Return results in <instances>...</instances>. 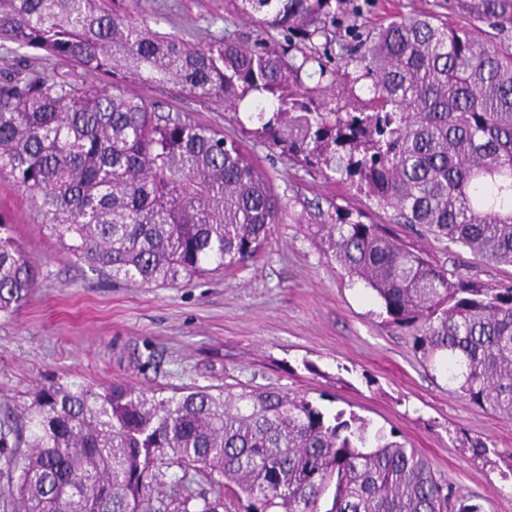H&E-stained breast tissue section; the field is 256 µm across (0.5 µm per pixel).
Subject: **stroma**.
Listing matches in <instances>:
<instances>
[{"mask_svg": "<svg viewBox=\"0 0 512 512\" xmlns=\"http://www.w3.org/2000/svg\"><path fill=\"white\" fill-rule=\"evenodd\" d=\"M162 32L202 42H283L233 14L224 0H111ZM48 74L102 81L67 61L0 50V71L19 64ZM162 112L221 130L267 173L286 209L266 248L227 273L188 285H143L92 271L48 237L41 216L8 173L0 174V211L11 235L38 264V282L13 314L0 316V427L20 428L25 408L49 386L124 383L169 396L196 386L246 387L307 395L320 408L355 413L371 431L394 434L482 512H512V420L452 393L441 371L384 324L362 285L342 278L322 255L313 226L337 204L379 223L377 209L347 184L273 149L245 113L163 84L138 87ZM406 239L438 263L483 282L512 281V266L489 265L448 241L404 227ZM486 443L476 454L466 438Z\"/></svg>", "mask_w": 512, "mask_h": 512, "instance_id": "obj_1", "label": "stroma"}]
</instances>
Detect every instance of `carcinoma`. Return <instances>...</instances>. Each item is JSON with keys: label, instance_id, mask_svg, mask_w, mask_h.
Returning <instances> with one entry per match:
<instances>
[{"label": "carcinoma", "instance_id": "carcinoma-1", "mask_svg": "<svg viewBox=\"0 0 512 512\" xmlns=\"http://www.w3.org/2000/svg\"><path fill=\"white\" fill-rule=\"evenodd\" d=\"M231 2L286 45H195L108 0H0V48L75 62L106 84L5 73L0 173L94 271L172 286L227 272L265 248L283 205L239 145L125 86L174 84L234 112L245 102L282 154L393 211L376 224L330 204L316 225L322 254L464 400L512 420V282L438 265L394 228L419 226L512 266V0H439L437 12L376 27L357 23V6L350 39L335 32L337 68L315 40L336 27L343 0ZM37 279L0 211V316ZM11 446L26 452L5 455ZM0 457L17 473L15 512H219L228 494L246 512H480L357 415L276 391L51 387L14 441L0 432Z\"/></svg>", "mask_w": 512, "mask_h": 512}]
</instances>
